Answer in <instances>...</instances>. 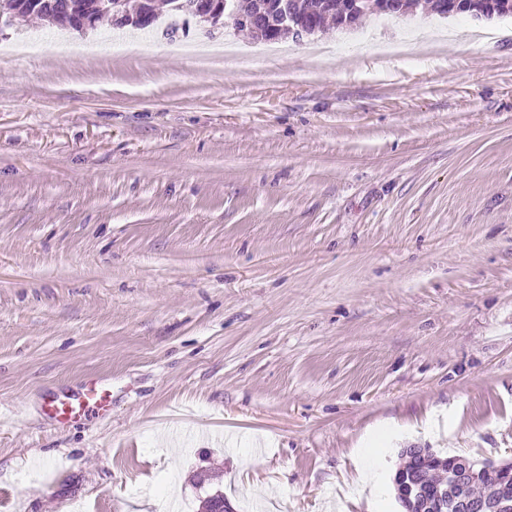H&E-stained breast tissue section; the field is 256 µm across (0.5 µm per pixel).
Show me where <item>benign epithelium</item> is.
I'll use <instances>...</instances> for the list:
<instances>
[{
    "label": "benign epithelium",
    "mask_w": 512,
    "mask_h": 512,
    "mask_svg": "<svg viewBox=\"0 0 512 512\" xmlns=\"http://www.w3.org/2000/svg\"><path fill=\"white\" fill-rule=\"evenodd\" d=\"M16 4L21 10L55 15L54 0H16ZM169 8L192 14L206 31L231 24L236 28L240 26L249 29L265 40L288 37L299 43L319 30L318 25L307 23L295 14L293 0H254L247 12L240 9L237 0H171ZM474 9L475 0H439L437 5L438 14L442 16L467 13ZM424 11V0H346L341 10L342 25L354 27L373 14L415 15ZM100 13L109 14L112 23L117 25L135 24L145 27L154 20L152 0H143L133 10L111 0H95L91 11L76 18H67L65 22L82 31L94 26ZM483 473L494 476V481L481 503L477 504L470 489ZM392 482L401 502L405 505L413 503L418 491L405 469H398ZM448 484L455 488V495L448 502L450 512H474L476 509L479 512H512V461L490 465L457 457L448 461Z\"/></svg>",
    "instance_id": "benign-epithelium-1"
}]
</instances>
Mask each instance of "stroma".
<instances>
[{
    "mask_svg": "<svg viewBox=\"0 0 512 512\" xmlns=\"http://www.w3.org/2000/svg\"><path fill=\"white\" fill-rule=\"evenodd\" d=\"M171 20L0 30L44 43L0 58V512H402L403 449L512 459V18ZM109 394L96 384H86L77 394L48 401L47 412L59 422L79 421L90 415L103 416L109 410Z\"/></svg>",
    "mask_w": 512,
    "mask_h": 512,
    "instance_id": "35a3bbf8",
    "label": "stroma"
}]
</instances>
